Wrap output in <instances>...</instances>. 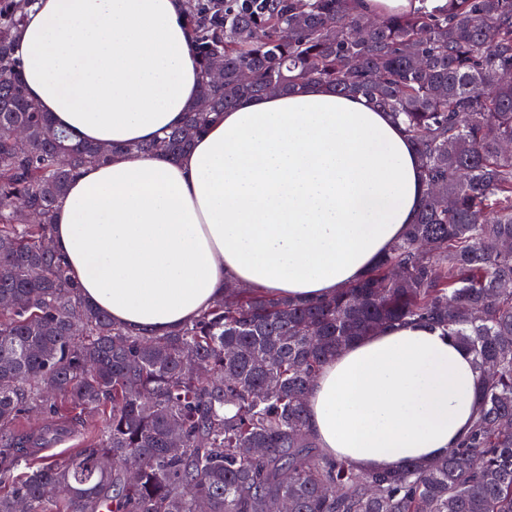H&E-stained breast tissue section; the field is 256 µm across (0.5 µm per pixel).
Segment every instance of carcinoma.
Listing matches in <instances>:
<instances>
[{
    "label": "carcinoma",
    "instance_id": "1",
    "mask_svg": "<svg viewBox=\"0 0 512 512\" xmlns=\"http://www.w3.org/2000/svg\"><path fill=\"white\" fill-rule=\"evenodd\" d=\"M33 2L0 13V512H512V0H419L374 20L354 0H186L199 100L181 127L124 150L177 157L240 99L320 83L403 122L426 193L405 237L333 297L230 285L162 336L87 304L52 246L72 172L113 149L70 143L29 104L13 46ZM407 321L472 354L478 412L439 459L362 472L317 447L307 393L344 347ZM30 409L44 424L15 434ZM86 413L102 417L98 442L37 456Z\"/></svg>",
    "mask_w": 512,
    "mask_h": 512
}]
</instances>
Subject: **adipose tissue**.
Instances as JSON below:
<instances>
[{
    "label": "adipose tissue",
    "instance_id": "obj_1",
    "mask_svg": "<svg viewBox=\"0 0 512 512\" xmlns=\"http://www.w3.org/2000/svg\"><path fill=\"white\" fill-rule=\"evenodd\" d=\"M183 0H37L17 33L26 95L56 128L118 151L87 164L53 246L83 299L164 335L222 298H326L365 276L421 206L403 126L321 84L241 99L176 158L122 147L180 126L200 68ZM471 356L423 322L351 343L311 383L326 455L395 470L454 447L476 415Z\"/></svg>",
    "mask_w": 512,
    "mask_h": 512
}]
</instances>
